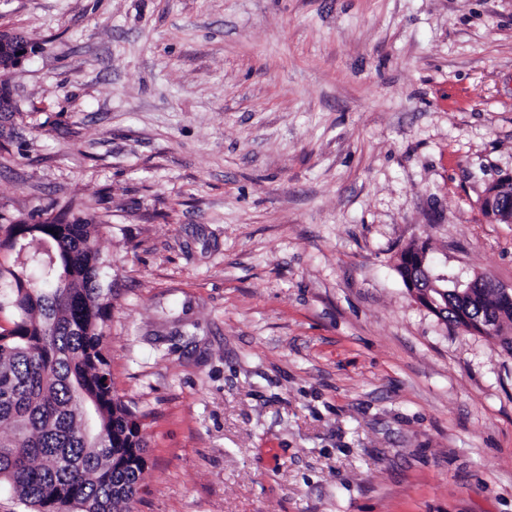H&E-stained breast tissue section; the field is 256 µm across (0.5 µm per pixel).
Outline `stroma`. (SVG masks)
<instances>
[{"label": "stroma", "instance_id": "obj_1", "mask_svg": "<svg viewBox=\"0 0 512 512\" xmlns=\"http://www.w3.org/2000/svg\"><path fill=\"white\" fill-rule=\"evenodd\" d=\"M0 216L107 224L134 512H512V354L395 265L512 286V0H0ZM31 47L18 32L8 27H0V71L1 75L15 69L21 60L31 51ZM23 54L16 55V52Z\"/></svg>", "mask_w": 512, "mask_h": 512}]
</instances>
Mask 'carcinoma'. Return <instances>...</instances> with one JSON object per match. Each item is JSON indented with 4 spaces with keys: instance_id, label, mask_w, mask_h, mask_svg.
<instances>
[{
    "instance_id": "carcinoma-1",
    "label": "carcinoma",
    "mask_w": 512,
    "mask_h": 512,
    "mask_svg": "<svg viewBox=\"0 0 512 512\" xmlns=\"http://www.w3.org/2000/svg\"><path fill=\"white\" fill-rule=\"evenodd\" d=\"M42 215L0 222V482L32 512H132L145 448L104 348V223L72 202ZM462 308L512 320L491 288L448 292L447 325Z\"/></svg>"
}]
</instances>
